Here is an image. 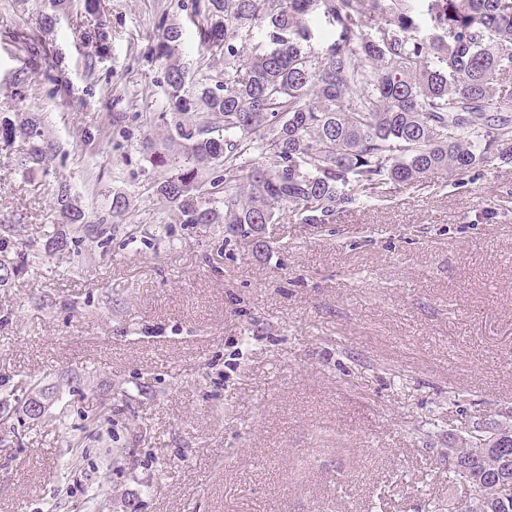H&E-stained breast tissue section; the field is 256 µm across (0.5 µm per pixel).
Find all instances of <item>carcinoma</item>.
<instances>
[{"label":"carcinoma","mask_w":512,"mask_h":512,"mask_svg":"<svg viewBox=\"0 0 512 512\" xmlns=\"http://www.w3.org/2000/svg\"><path fill=\"white\" fill-rule=\"evenodd\" d=\"M316 14L334 29L321 52L309 47ZM191 21L204 52L224 49V78L188 66L181 27L161 21L167 144H143L168 170L150 189L181 224H223L258 249L272 224H334L390 184L512 160V95L499 85L512 73V0H203ZM255 28L269 46L245 57L238 39ZM0 135L28 139L34 165L54 146L31 112H1ZM57 205L66 228L46 247L64 251L93 221L64 183ZM28 265L1 224L0 270ZM487 435L508 439L448 443V478L469 491L458 512H512L487 493L512 483V427Z\"/></svg>","instance_id":"obj_1"}]
</instances>
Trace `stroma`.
<instances>
[{
    "instance_id": "stroma-1",
    "label": "stroma",
    "mask_w": 512,
    "mask_h": 512,
    "mask_svg": "<svg viewBox=\"0 0 512 512\" xmlns=\"http://www.w3.org/2000/svg\"><path fill=\"white\" fill-rule=\"evenodd\" d=\"M191 3L100 0L46 32L48 0H0V111L55 145L29 175L28 141L0 140V224L31 261L0 287V512H454L449 434L512 422V163L271 225L261 252L179 223L142 141L160 15L200 58ZM63 183L97 220L130 198L108 244L46 251ZM25 380L55 394L42 419Z\"/></svg>"
}]
</instances>
